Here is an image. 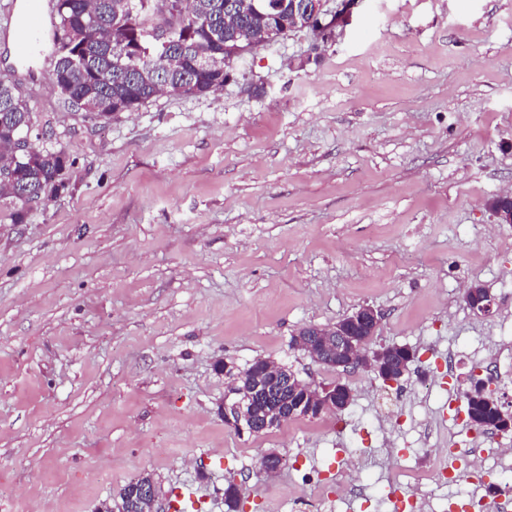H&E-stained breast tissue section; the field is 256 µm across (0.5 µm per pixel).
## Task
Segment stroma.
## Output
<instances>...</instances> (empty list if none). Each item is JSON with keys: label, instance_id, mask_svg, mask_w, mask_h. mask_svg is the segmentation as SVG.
Masks as SVG:
<instances>
[{"label": "stroma", "instance_id": "35a3bbf8", "mask_svg": "<svg viewBox=\"0 0 512 512\" xmlns=\"http://www.w3.org/2000/svg\"><path fill=\"white\" fill-rule=\"evenodd\" d=\"M52 61L0 45V79L72 162L68 191L0 223V512H96L149 472L201 512H293L300 454L349 485L323 512H390L411 451L466 423L425 368L387 386L314 363L293 338L363 305L375 344L494 366L512 343V0H357L331 46L308 29L256 46L216 94L152 98L109 124L68 107ZM495 299L468 309L464 284ZM343 380L342 415L238 434L219 414L229 359ZM344 428H337V421Z\"/></svg>", "mask_w": 512, "mask_h": 512}]
</instances>
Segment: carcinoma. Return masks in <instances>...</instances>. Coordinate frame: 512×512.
Masks as SVG:
<instances>
[{"label": "carcinoma", "instance_id": "cac0c4a2", "mask_svg": "<svg viewBox=\"0 0 512 512\" xmlns=\"http://www.w3.org/2000/svg\"><path fill=\"white\" fill-rule=\"evenodd\" d=\"M142 2L141 10L132 14L125 0H56V30L81 33L86 43V49L78 55L69 53L64 42L56 51L53 74L56 84L66 88L62 99L71 107L121 102L136 111L157 96L164 81L174 86L186 77L207 89L220 90L224 87V68L234 62L232 58L224 59V44L248 50L264 42L268 18L254 8L252 0L239 4L231 16L224 12L227 0H168L177 13L172 35L182 41L168 51L150 35L161 24V19L153 15V0ZM33 126V112L27 103L0 80V146L12 147L14 140ZM61 154L63 151L47 147L38 138L25 156L0 153L3 167H11L16 173L14 180L0 183V203L6 205L4 218L9 223H27L30 197L67 190V168L61 164ZM224 367L225 378L235 383L242 397L259 382L265 387L273 382V376L265 373L266 360L262 358L243 369L230 360L224 362ZM277 372L295 382L275 397L277 402L288 400L294 409L290 419H315L323 414L312 401L308 382L282 365L277 366ZM462 398L472 424L479 429L509 415L497 399L470 387ZM152 479V474L144 473L121 489L122 512H144L141 487ZM242 494L243 487L227 483L224 505L228 512H235Z\"/></svg>", "mask_w": 512, "mask_h": 512}]
</instances>
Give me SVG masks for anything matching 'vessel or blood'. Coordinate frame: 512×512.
I'll use <instances>...</instances> for the list:
<instances>
[{
    "label": "vessel or blood",
    "instance_id": "vessel-or-blood-1",
    "mask_svg": "<svg viewBox=\"0 0 512 512\" xmlns=\"http://www.w3.org/2000/svg\"><path fill=\"white\" fill-rule=\"evenodd\" d=\"M48 0H24L11 26L0 29V37L11 40L18 57H49Z\"/></svg>",
    "mask_w": 512,
    "mask_h": 512
}]
</instances>
